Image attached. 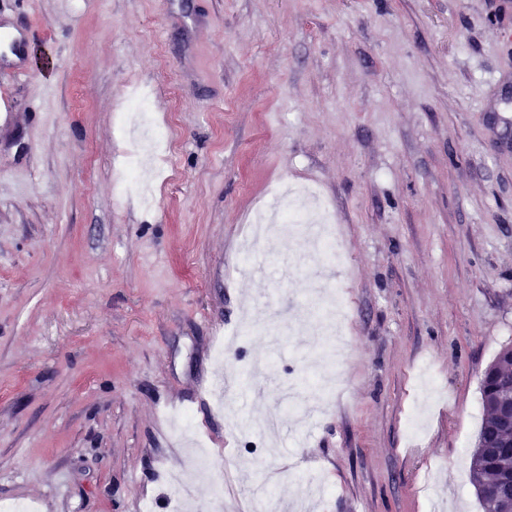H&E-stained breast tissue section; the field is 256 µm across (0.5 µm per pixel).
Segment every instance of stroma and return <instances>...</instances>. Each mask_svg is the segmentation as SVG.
<instances>
[{
    "mask_svg": "<svg viewBox=\"0 0 512 512\" xmlns=\"http://www.w3.org/2000/svg\"><path fill=\"white\" fill-rule=\"evenodd\" d=\"M0 502L172 512L215 499L203 440L313 512H485L481 378L512 344V0H0ZM153 103L170 145L120 194ZM288 234L239 269L275 185ZM348 310L341 357L268 304ZM248 381L217 400L219 374ZM126 110L135 113L140 118L141 126L148 131L152 143L167 144L168 135L166 130L155 125L151 120V104L148 96L130 98L126 104ZM274 193L280 200V206L277 209V212L280 214L282 224H285L286 227H288V224L289 226L297 224L306 228L311 227L309 224L312 222L309 216L293 202V198L297 195L289 193L290 199L288 202V191L281 192L279 189H275Z\"/></svg>",
    "mask_w": 512,
    "mask_h": 512,
    "instance_id": "obj_1",
    "label": "stroma"
}]
</instances>
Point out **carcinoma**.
Wrapping results in <instances>:
<instances>
[{"mask_svg": "<svg viewBox=\"0 0 512 512\" xmlns=\"http://www.w3.org/2000/svg\"><path fill=\"white\" fill-rule=\"evenodd\" d=\"M512 390V346L504 347L481 379L485 412L470 455V481L490 512H504L512 500V428L499 422V398Z\"/></svg>", "mask_w": 512, "mask_h": 512, "instance_id": "carcinoma-1", "label": "carcinoma"}]
</instances>
